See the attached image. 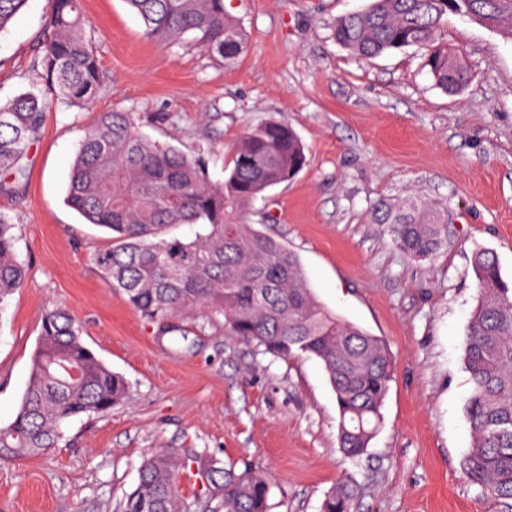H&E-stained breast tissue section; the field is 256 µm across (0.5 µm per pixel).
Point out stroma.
Returning <instances> with one entry per match:
<instances>
[{"label":"stroma","mask_w":512,"mask_h":512,"mask_svg":"<svg viewBox=\"0 0 512 512\" xmlns=\"http://www.w3.org/2000/svg\"><path fill=\"white\" fill-rule=\"evenodd\" d=\"M369 2L224 0L248 43L225 63L188 38H146L125 0H81L106 86L83 108L47 112L24 186L0 194L27 268L0 305V425L19 409L41 317L54 306L82 324L128 391L109 413L70 422L58 447L0 460V512H117L160 448L256 463L274 480L270 512H320L346 477L361 487L356 512H512L460 466L471 444L462 402L473 251L492 249L512 278V40L449 16L442 38L463 52L472 80L448 94L416 49L360 60L331 39L337 17ZM49 9L29 0L0 34V104L39 82L30 65ZM113 111L136 113L144 136L201 156L216 183L256 127L278 121L296 132L306 166L245 219L299 256L321 303L386 343L395 376L365 454H342L335 394L317 360L277 359L212 325L188 350L159 341L102 278L93 257L107 234L65 196L86 128ZM411 201L448 218L426 259L375 220L378 204Z\"/></svg>","instance_id":"1"}]
</instances>
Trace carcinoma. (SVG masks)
I'll return each instance as SVG.
<instances>
[{"label": "carcinoma", "instance_id": "cac0c4a2", "mask_svg": "<svg viewBox=\"0 0 512 512\" xmlns=\"http://www.w3.org/2000/svg\"><path fill=\"white\" fill-rule=\"evenodd\" d=\"M145 34L162 43L190 34L208 55L240 59L247 41L225 11L224 0H125ZM28 0H0V34ZM512 39V0H371L339 17L332 36L361 58L415 47L434 85L464 89L471 71L463 54L440 41L448 15ZM80 0H50L31 69L43 75L37 90L0 107V193H16L25 176L28 146L46 112L83 107L105 87L95 41L83 28ZM224 184H213L205 161L139 134L133 112H102L82 139L66 203L88 223L111 233L94 261L156 333L192 345L197 325L224 317V331L276 358L316 359L336 395L337 441L347 457L367 450L380 427L394 376L385 342L324 307L308 288L298 255L244 223L240 212L268 189L293 179L306 165L304 149L288 126L267 122L236 147ZM376 220L391 225L395 244L425 259L445 231L439 214L380 204ZM201 224L186 240L170 235L178 224ZM14 225L0 213V304L22 287L27 270L15 254ZM471 267L477 298L467 328L464 366L471 390L463 409L473 437L461 460L466 479L491 496L512 501V283L496 253L475 250ZM126 383L83 341V329L61 308L45 311L20 407L0 426V459L41 454L58 446L73 419L107 413L126 395ZM206 482L192 506L180 495V476ZM273 483L246 464L237 471L200 453L162 449L146 457L120 512H269ZM359 486L339 482L321 512H354Z\"/></svg>", "mask_w": 512, "mask_h": 512}]
</instances>
